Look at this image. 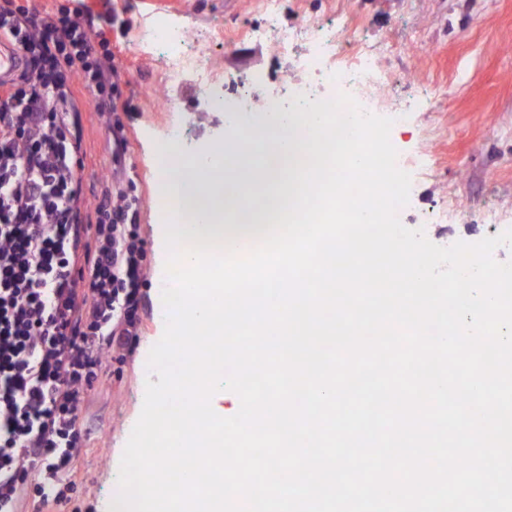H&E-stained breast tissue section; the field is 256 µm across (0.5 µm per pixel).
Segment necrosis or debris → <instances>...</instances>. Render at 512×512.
<instances>
[{
  "label": "necrosis or debris",
  "mask_w": 512,
  "mask_h": 512,
  "mask_svg": "<svg viewBox=\"0 0 512 512\" xmlns=\"http://www.w3.org/2000/svg\"><path fill=\"white\" fill-rule=\"evenodd\" d=\"M264 35L280 53H287L300 41L310 42L323 51L324 65L309 59L297 62L302 80L292 83L287 97L306 95L308 100H328L338 93L350 94L361 108L370 114L393 111L404 114L402 104H386L374 91L383 74L364 61L362 33L342 22L331 24L300 20L287 27L279 21L280 0H263ZM143 41L154 45L158 52L160 73L168 88L179 86L186 74H193L200 90L215 95L221 82L215 71L205 65L199 55L194 38L179 29H151L142 32Z\"/></svg>",
  "instance_id": "necrosis-or-debris-1"
}]
</instances>
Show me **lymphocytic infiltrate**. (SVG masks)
I'll return each instance as SVG.
<instances>
[{"mask_svg": "<svg viewBox=\"0 0 512 512\" xmlns=\"http://www.w3.org/2000/svg\"><path fill=\"white\" fill-rule=\"evenodd\" d=\"M0 36L25 60L0 86V512H20L35 470L41 507L67 500L80 397L113 342L138 331L143 248L121 186L82 221L69 115L78 87L115 111L111 54H98L81 15L11 0H0Z\"/></svg>", "mask_w": 512, "mask_h": 512, "instance_id": "1", "label": "lymphocytic infiltrate"}]
</instances>
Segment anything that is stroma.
<instances>
[{
    "mask_svg": "<svg viewBox=\"0 0 512 512\" xmlns=\"http://www.w3.org/2000/svg\"><path fill=\"white\" fill-rule=\"evenodd\" d=\"M40 12L59 8L80 13L97 38L107 41L123 97L117 112L82 102L73 114L86 168L78 179L88 205L101 189L120 178L137 200L136 228L143 244L145 278L140 289L139 331L134 340L113 343L106 366L80 404L82 441L75 460L72 502L59 512H109L118 489L125 445L145 397L144 373L151 348L164 333L165 258L157 226L166 212L157 204L165 174L157 155L170 127L188 123L192 152H210L228 129L225 113L212 110L192 80L172 90L175 111H163L152 92L159 85L157 52L135 42L136 32L154 24L190 31L203 59L239 85L253 86V109L265 111L283 80H297L296 55L318 58V49L298 44L280 55L268 41L252 36L262 24V0H16ZM344 19L361 29L372 62L392 88L404 89L410 109L393 123L390 140L411 177L409 202L398 218L422 228L434 244L476 243L494 225L512 229V0H281V21L294 25ZM230 32L211 38L215 22ZM120 123L126 136L123 167L112 159L109 126ZM447 208L445 219L420 225L419 214ZM496 222H489L488 212Z\"/></svg>",
    "mask_w": 512,
    "mask_h": 512,
    "instance_id": "35a3bbf8",
    "label": "stroma"
}]
</instances>
